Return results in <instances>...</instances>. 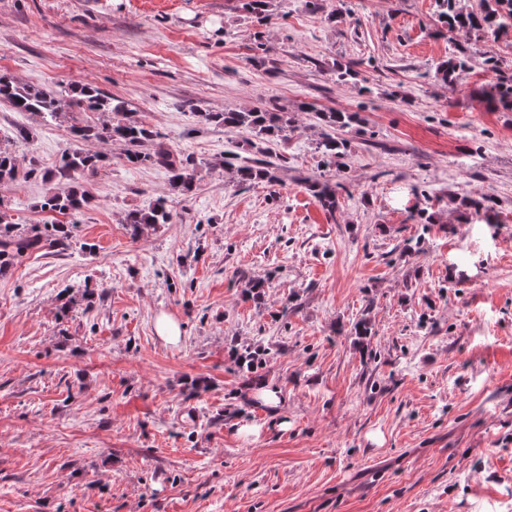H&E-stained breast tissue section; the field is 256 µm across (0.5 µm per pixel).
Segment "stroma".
<instances>
[{"label":"stroma","instance_id":"1","mask_svg":"<svg viewBox=\"0 0 512 512\" xmlns=\"http://www.w3.org/2000/svg\"><path fill=\"white\" fill-rule=\"evenodd\" d=\"M321 3L270 0L261 65L238 0H0V72L92 84L201 162L185 197L94 142L89 206L44 212L69 125L0 101L22 171L0 199L22 230L72 235L0 275V512H512V110L480 93L512 28L452 94L436 0ZM263 102L296 129L263 145L278 184L242 188L224 156H254L251 134L195 114ZM319 108L359 116L333 216L303 183ZM482 194L496 223L466 222ZM160 197L171 222L130 236L125 213Z\"/></svg>","mask_w":512,"mask_h":512}]
</instances>
